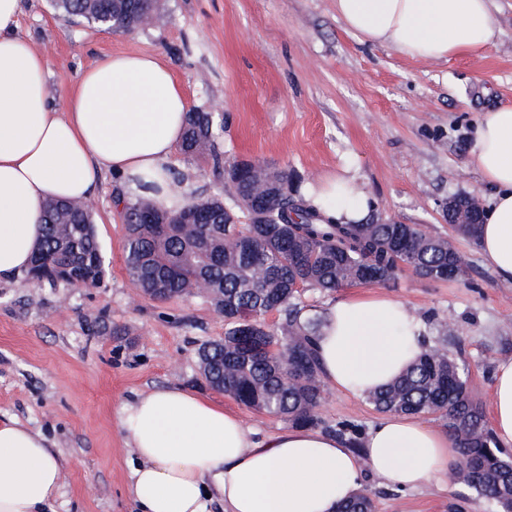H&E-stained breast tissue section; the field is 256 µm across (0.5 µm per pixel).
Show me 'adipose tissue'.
<instances>
[{"mask_svg": "<svg viewBox=\"0 0 512 512\" xmlns=\"http://www.w3.org/2000/svg\"><path fill=\"white\" fill-rule=\"evenodd\" d=\"M492 0H336L348 30L420 60L477 54L496 36ZM19 0H0V281L26 272L46 201L90 199L102 173L133 189L162 180L179 145L187 97L170 68L149 53H118L81 72L63 106L52 103L47 60L19 31ZM475 165L495 192L478 227L479 250L512 284V105L481 113ZM327 221L357 224L373 206L349 169L307 185ZM425 328L380 293L345 294L321 316L315 349L324 380L365 396L423 351ZM119 424L138 458L131 494L138 512H336L365 474L399 491L444 485L457 460L446 429L411 416L380 419L362 451L310 427L271 434L196 392L164 388L122 405ZM492 431L512 447V359L493 384ZM62 468L46 440L16 421L0 423V512H53Z\"/></svg>", "mask_w": 512, "mask_h": 512, "instance_id": "ef3b65f1", "label": "adipose tissue"}]
</instances>
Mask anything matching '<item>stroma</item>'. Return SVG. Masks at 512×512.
Returning <instances> with one entry per match:
<instances>
[{"mask_svg": "<svg viewBox=\"0 0 512 512\" xmlns=\"http://www.w3.org/2000/svg\"><path fill=\"white\" fill-rule=\"evenodd\" d=\"M20 32L48 60L47 90L64 105L80 72L114 53H152L172 70L191 110L222 105V168L174 153L181 192H222L225 165L260 161L297 188L350 167L376 218L450 236L470 264L467 280L430 282L404 272L396 285L364 283L404 303L428 339L449 322L448 345L490 408L499 361L512 358V285L499 283L476 241L451 234L448 200L493 194L477 172L480 112L512 104V0H493L497 31L479 54L446 61L403 57L354 36L335 0H162L147 30L118 34L57 15L51 0H20ZM129 187L103 175L92 194L107 274L96 288L53 287L19 276L0 282V422L47 439L63 465L56 512H136L129 495L136 454L117 411L138 394L183 386L273 433L286 420L238 404L201 378L196 352L222 338L224 319L204 298L157 301L132 288L118 201ZM321 431L369 428L365 398L324 387ZM376 512H492L456 480L444 492H398L366 479Z\"/></svg>", "mask_w": 512, "mask_h": 512, "instance_id": "obj_1", "label": "stroma"}]
</instances>
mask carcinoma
<instances>
[{
    "mask_svg": "<svg viewBox=\"0 0 512 512\" xmlns=\"http://www.w3.org/2000/svg\"><path fill=\"white\" fill-rule=\"evenodd\" d=\"M68 20L84 21L114 33L134 26L141 11L160 12L158 0H52ZM224 120L213 112H190L180 152L190 159L208 156L220 163L217 140ZM266 189L238 196L198 197L177 213L161 211L153 198L135 194L124 201L125 268L132 285L163 300L191 296L201 280L212 288L205 299L224 317V338L203 346L197 364L206 385L242 405L279 416L293 426L314 427L313 409L322 398V371L314 340L317 314L304 307L293 286L320 291L358 283L396 282L411 270L432 282L468 276V262L450 238L418 224H323L321 216L292 192L272 195L288 174L265 167ZM267 223L249 224L256 210ZM205 212L202 224H184L188 211ZM162 213L165 223L146 217ZM93 211L81 201H51L43 212V236L34 258L42 261L43 281L57 285L56 265L65 254L74 264L69 278L98 286L106 275ZM283 315L270 325L271 312ZM253 332L242 336L244 330ZM288 371V382L281 372ZM468 370L441 342H426L419 359L384 388L366 396L383 414L436 416L448 428L466 469L454 478L476 495L512 512V455L498 446L480 404L470 393ZM348 448L361 443L362 430L344 423L332 430ZM371 493L362 491L336 512H374Z\"/></svg>",
    "mask_w": 512,
    "mask_h": 512,
    "instance_id": "carcinoma-1",
    "label": "carcinoma"
}]
</instances>
